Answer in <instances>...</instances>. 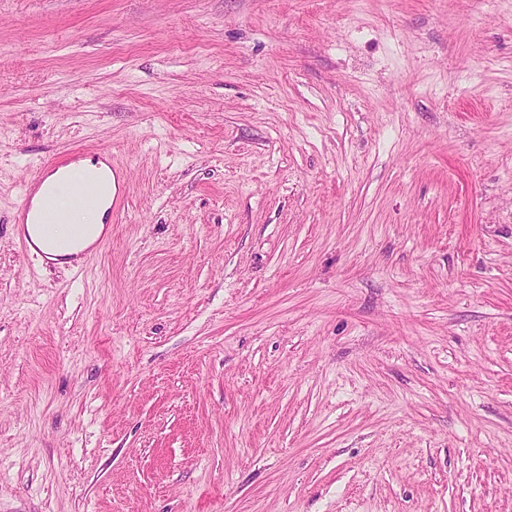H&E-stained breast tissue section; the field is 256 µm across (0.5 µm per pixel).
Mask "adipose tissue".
Returning a JSON list of instances; mask_svg holds the SVG:
<instances>
[{"instance_id":"adipose-tissue-1","label":"adipose tissue","mask_w":512,"mask_h":512,"mask_svg":"<svg viewBox=\"0 0 512 512\" xmlns=\"http://www.w3.org/2000/svg\"><path fill=\"white\" fill-rule=\"evenodd\" d=\"M107 211L105 201L97 206L89 205L74 211L68 223L55 225L51 230L46 231L30 224L25 231L38 252L51 257L58 266H70L103 237Z\"/></svg>"}]
</instances>
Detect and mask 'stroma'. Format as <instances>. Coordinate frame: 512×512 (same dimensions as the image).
I'll return each mask as SVG.
<instances>
[{
    "instance_id": "obj_1",
    "label": "stroma",
    "mask_w": 512,
    "mask_h": 512,
    "mask_svg": "<svg viewBox=\"0 0 512 512\" xmlns=\"http://www.w3.org/2000/svg\"><path fill=\"white\" fill-rule=\"evenodd\" d=\"M0 512H512V0H0ZM82 168L87 170L102 171L105 191L104 200L100 205H89L74 211L69 217L68 224H60L64 221L67 213L77 207L84 206L91 202L97 194L96 179L90 175L74 173L72 175V187L70 193L62 198L56 199L51 208L42 209L34 218L33 224H28L35 209L34 199L40 195L45 173L40 174L25 183L22 202L18 208L17 224L21 230L25 228L29 238L36 246L32 249L35 253H43L51 257L58 266H72L74 262L80 261L81 254L93 247L105 234L106 226L104 219L115 192L113 177L107 175L105 163L92 160L84 161ZM34 224H58L49 233L43 228ZM75 227H83V235L71 240ZM18 227V232H20ZM71 240L67 246H61V241Z\"/></svg>"
}]
</instances>
